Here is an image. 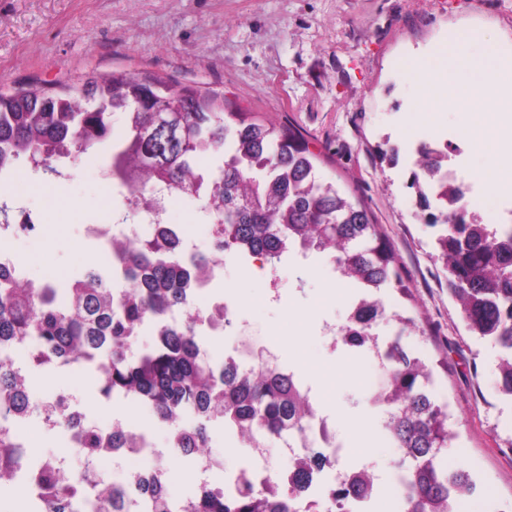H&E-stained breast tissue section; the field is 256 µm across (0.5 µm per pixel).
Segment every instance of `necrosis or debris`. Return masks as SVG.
<instances>
[{
	"mask_svg": "<svg viewBox=\"0 0 512 512\" xmlns=\"http://www.w3.org/2000/svg\"><path fill=\"white\" fill-rule=\"evenodd\" d=\"M165 231L176 238L178 243L177 257L180 261H189L197 254L198 249L192 236L185 234L177 225L167 223L163 217L149 216L133 224H90L83 236L97 246L98 268L109 274V284L113 292H121L126 286L124 262L118 249L112 245L116 239H145L155 236L158 231ZM223 263L213 260L212 273L201 277L190 275L187 292L194 304V312L198 317L196 344L200 352L211 349V339L223 335L225 321L234 319V306L219 296L210 294L213 282L212 275L220 271ZM58 413L68 420L65 427L66 445L70 448L81 447L83 430L88 423L87 415L80 400L70 394L56 393L48 399ZM123 428L130 437L127 448L115 451L103 449L99 457L112 463V478L121 483L127 490H135L140 477L152 473L163 475L162 456L155 448L151 435L124 417L113 418L111 424L99 426L102 438H109L114 427ZM251 460L244 468V475L260 487H268L269 483L277 485L300 484L303 503L321 501L327 488L334 485H347L359 480H366V473L360 468H341L340 459L343 446L336 437V424L326 413L322 403L313 402L310 415L302 430L292 432L282 441L280 457L282 464L278 469H271L267 461L268 444L263 438H255L250 443ZM304 448H317L324 453L322 466L311 469L304 481H297L293 461L299 451Z\"/></svg>",
	"mask_w": 512,
	"mask_h": 512,
	"instance_id": "1",
	"label": "necrosis or debris"
}]
</instances>
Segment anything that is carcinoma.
Returning <instances> with one entry per match:
<instances>
[{
  "label": "carcinoma",
  "mask_w": 512,
  "mask_h": 512,
  "mask_svg": "<svg viewBox=\"0 0 512 512\" xmlns=\"http://www.w3.org/2000/svg\"><path fill=\"white\" fill-rule=\"evenodd\" d=\"M116 115L124 135L114 140ZM227 141L232 149L226 154ZM99 145L108 177L130 194L131 212L154 208L156 187L202 193L223 253L248 248L251 258L274 272L301 240L331 256L340 278L355 288L369 283L406 290L395 253L370 213L316 176V155L303 139L251 112L227 110L222 93L128 72L90 76L54 93L33 86L0 91V176L24 159L36 172L64 178L71 158ZM417 153L411 187L438 228L435 257L448 272V291L468 330L500 349L497 389L512 400V231L461 213L464 183L429 145H419ZM10 211L0 195V238L16 230ZM121 248L128 282L121 298L112 296L95 266L70 287L52 288L23 281L0 265V348L31 340L63 361L93 367L102 397L124 393L146 400L171 423L175 453L194 462H215L203 453L215 421L236 424L246 441L302 430L309 402L293 374L268 366L238 370L200 356L190 299L180 287L186 270L173 242L130 240ZM385 318L382 303L369 304L359 335H376ZM149 321L165 329L153 346L135 354L139 331ZM375 351L392 387L383 427L402 451L403 510L454 512V489L464 496L475 484L467 470L449 471L439 462L454 432L448 407L424 386L431 371L398 338L375 341ZM32 402L30 380L0 358V420ZM100 441L87 426L79 449L84 469L60 481L48 505L31 497L29 512H126L127 490L93 468ZM75 483L89 485L86 500L73 495ZM136 493L149 512H298L299 485L282 487L271 498L243 479L230 499L201 486L187 509L154 475L140 480ZM360 496L356 484L333 487L316 512H353Z\"/></svg>",
  "instance_id": "carcinoma-1"
}]
</instances>
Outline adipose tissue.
<instances>
[{
  "label": "adipose tissue",
  "instance_id": "1",
  "mask_svg": "<svg viewBox=\"0 0 512 512\" xmlns=\"http://www.w3.org/2000/svg\"><path fill=\"white\" fill-rule=\"evenodd\" d=\"M476 38L475 32L459 31L432 61L411 65L410 71L419 82L446 89L445 95L427 100L420 115L430 123L448 106L464 113L469 136L477 151L488 159L491 190L512 193V138L504 128L505 118H512V83L502 79L504 70L512 66V56H503L490 44L479 56L466 57L461 45ZM460 71L466 72L467 78L459 83L454 75Z\"/></svg>",
  "mask_w": 512,
  "mask_h": 512
}]
</instances>
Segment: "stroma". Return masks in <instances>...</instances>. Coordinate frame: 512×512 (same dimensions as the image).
Segmentation results:
<instances>
[{"label":"stroma","instance_id":"35a3bbf8","mask_svg":"<svg viewBox=\"0 0 512 512\" xmlns=\"http://www.w3.org/2000/svg\"><path fill=\"white\" fill-rule=\"evenodd\" d=\"M462 29L477 30L511 53L512 0H0V90H55L112 71L157 74L221 92L225 107L302 136L318 157L319 176L364 205L395 250L409 291L389 287L380 295L387 312L412 318L416 326L403 331L390 320L378 333L403 331L407 348L433 369L429 388L448 405L459 432L440 462L468 470L477 482L456 512H499L512 503V403L497 390L501 352L467 332L448 292V275L434 257L435 230L409 187L414 148L442 139L456 178L472 194L487 192L478 177L486 160L463 134V116L447 108L437 126L421 121L419 108L430 90L405 68L407 60L426 58ZM386 143L398 147L397 164L382 159ZM104 168L97 147L80 154L68 177L52 184L22 162L0 179L14 214L29 213L38 225L37 237L21 232L0 241L30 278L50 267L65 284L94 264L96 246L84 239L85 225L104 223L123 209L103 180ZM167 220L202 239L211 223L204 199L188 195L175 201ZM213 291L235 303L238 321L236 331L213 340L215 360L243 346L270 351L283 371L318 382L346 465H358L360 425L370 423L376 433L371 468L383 487L367 512H396L401 455L371 402L383 377L367 356L332 346L323 335L325 324L342 322L354 294L330 257L315 253L301 264L287 259L257 276L252 265L228 255ZM31 383L42 398L76 394L95 422L120 415L151 425L137 405L103 398L90 372H38ZM151 427L155 446L166 452L170 495L194 494L192 463L169 452L165 427ZM22 432L34 454L81 468L61 430L33 416ZM208 452L229 473L250 459L249 448L220 422L210 426Z\"/></svg>","mask_w":512,"mask_h":512}]
</instances>
